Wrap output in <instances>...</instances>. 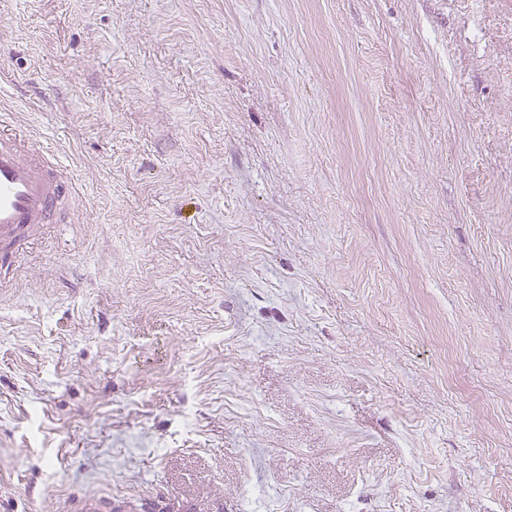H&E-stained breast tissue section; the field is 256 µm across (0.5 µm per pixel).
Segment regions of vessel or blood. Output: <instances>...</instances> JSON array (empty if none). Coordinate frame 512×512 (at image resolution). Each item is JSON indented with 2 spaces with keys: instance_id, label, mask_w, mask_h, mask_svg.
Segmentation results:
<instances>
[{
  "instance_id": "vessel-or-blood-1",
  "label": "vessel or blood",
  "mask_w": 512,
  "mask_h": 512,
  "mask_svg": "<svg viewBox=\"0 0 512 512\" xmlns=\"http://www.w3.org/2000/svg\"><path fill=\"white\" fill-rule=\"evenodd\" d=\"M76 199L60 163L9 130L0 115V274L14 269L30 229L71 223ZM158 503H133L95 494L68 501V512H157Z\"/></svg>"
}]
</instances>
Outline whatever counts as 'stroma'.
Instances as JSON below:
<instances>
[{
	"mask_svg": "<svg viewBox=\"0 0 512 512\" xmlns=\"http://www.w3.org/2000/svg\"><path fill=\"white\" fill-rule=\"evenodd\" d=\"M1 111L0 512H512V0H0ZM60 163L23 133L8 129L0 115V279L26 249L28 231L46 224H71L76 199ZM161 507L164 508L165 505H159L155 501L133 503L95 494L73 496L68 499L67 506L68 512H146L163 510Z\"/></svg>",
	"mask_w": 512,
	"mask_h": 512,
	"instance_id": "1",
	"label": "stroma"
}]
</instances>
